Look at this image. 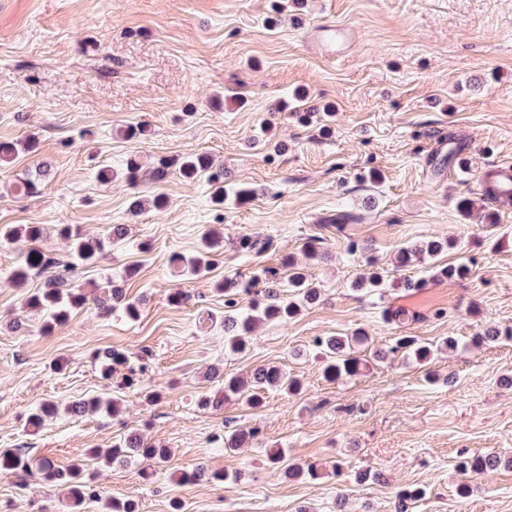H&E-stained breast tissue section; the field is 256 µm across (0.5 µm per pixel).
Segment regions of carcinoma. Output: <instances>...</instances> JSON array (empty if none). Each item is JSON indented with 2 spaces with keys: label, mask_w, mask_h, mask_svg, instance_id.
Segmentation results:
<instances>
[{
  "label": "carcinoma",
  "mask_w": 512,
  "mask_h": 512,
  "mask_svg": "<svg viewBox=\"0 0 512 512\" xmlns=\"http://www.w3.org/2000/svg\"><path fill=\"white\" fill-rule=\"evenodd\" d=\"M35 143L31 140L20 142H0V161H9L20 150L32 151ZM180 174L190 180H205L214 186V201L224 203V168L213 164L210 157L203 153L186 156L179 166ZM47 176V170L38 169L35 176L21 180L16 185L17 193L27 196L37 192L42 178ZM503 177L494 171H488L482 182L483 197L502 206H512V191L501 188ZM59 235L70 241V255L65 263L71 271L79 266L94 264L99 255L108 245L122 243L126 236V227L122 224L113 225L106 236L99 240H86L70 226L63 225L58 229ZM45 228L41 224L5 225L0 228V237L10 240L23 236L33 242L44 238ZM223 237L215 229H208L202 235V248L190 257L172 256L170 264L178 275H200L210 266V257L222 246ZM448 248V243L431 240L420 244L405 246L399 249L397 262L405 267L414 262L432 260ZM59 263L38 248L31 249L14 271L18 280L27 278L30 270L42 269ZM435 279H464L470 273V268L464 263L457 265H430ZM261 286L260 294L253 299L251 305L234 314H224V343L234 353H243L249 346V340L254 328L267 321L287 320L297 315L302 307L314 302L318 289L309 279L305 269L288 263V287L291 291L284 294L280 291L281 282L276 269L265 268L260 275L255 276L249 283L254 288ZM242 284L235 277L226 276L217 285V290L224 293V307L237 306L235 295ZM92 302L103 314H110L119 309L129 320L140 316V303L130 301L126 297L125 288L115 281L108 282L102 291L94 296L79 285L63 287V282L51 279L41 290L32 294L28 299L31 309L39 313L43 320V329L48 331L54 325L65 322L71 313ZM367 337L361 331L350 335L324 336L316 339L315 344L321 349L324 361V374L330 381H338L360 373L364 364L358 346L364 344ZM402 354L411 358L421 366L428 365L434 357L433 344L423 342L415 336H397L386 354ZM100 371L104 378L109 379L117 373H122L124 387L131 389L139 386L140 376L144 367L130 364L128 354L120 349H109L100 355ZM275 388L288 394L299 393L303 385L297 378L290 377L275 366L261 367L246 376H226L222 386L213 394L201 396L199 404L203 408L217 407L224 401L241 394H248L249 403L254 408L263 405L261 392L265 388ZM121 399L118 397H92L70 402L66 411L74 416H82L89 412H102L115 415L120 411ZM58 413V406L52 401L41 402L30 414L28 424L37 429L45 418ZM92 457L110 465L127 458L138 457L149 465L162 464L168 458V450L158 448L146 442L137 434H129L122 441L110 448H95ZM512 466V457L500 453L475 454L459 463V472L464 479L458 484L456 493L464 498L472 491L471 479L477 475L494 471L501 466ZM0 468L4 470L35 472L44 480L56 482L62 486L71 499L73 507L78 508L90 496L89 488L83 481V464L75 463L68 469L58 468L55 462L47 457L36 456L24 448H15L0 454ZM425 491L421 488L403 490L398 495L396 512H409L410 505L421 500ZM103 512H137V505L131 499L107 498L103 503Z\"/></svg>",
  "instance_id": "cac0c4a2"
}]
</instances>
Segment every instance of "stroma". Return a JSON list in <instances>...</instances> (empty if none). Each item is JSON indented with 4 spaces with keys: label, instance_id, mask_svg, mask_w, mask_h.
<instances>
[{
    "label": "stroma",
    "instance_id": "35a3bbf8",
    "mask_svg": "<svg viewBox=\"0 0 512 512\" xmlns=\"http://www.w3.org/2000/svg\"><path fill=\"white\" fill-rule=\"evenodd\" d=\"M0 0V141L29 137L34 153L0 164V225L41 224L44 250L61 257L56 236L67 224L90 237L114 224L126 240L83 266L75 284L120 278L143 298L138 320L75 310L52 330L26 307L47 274L24 284L12 273L31 244L0 242V448H29L59 467L83 461L94 492L78 512H102L107 497L134 500L139 512H393L397 493L425 489L411 512H512V469L457 496L459 460L512 450V341L472 345L490 327H512V207L484 223L477 172L512 164V0ZM325 21L347 23L355 39L339 58L311 43ZM143 125L127 140L119 127ZM462 148L449 163V143ZM207 153L229 185L251 188L245 202L214 204L209 184L188 182L160 161ZM141 169L109 184L100 169ZM49 175L37 194L14 186L40 164ZM164 193L159 211L131 215L134 196ZM354 214L337 230L338 215ZM224 249L206 276L173 277L171 255H190L206 228ZM268 238L245 253L239 240ZM447 238L440 263L465 258L468 277H427L399 266L400 247ZM324 258L308 273L321 292L288 321L262 324L243 355L224 347V297L214 284L249 281L263 268L301 259L308 242ZM360 251H348L349 242ZM370 253H363V246ZM384 279L383 295L356 290L367 259ZM423 279L406 290L404 279ZM185 295L173 304L174 291ZM413 320L397 327L386 307ZM213 314L215 322L199 324ZM362 329L369 356L406 334L427 342L453 335L459 348L426 369L395 357L371 360L358 376L327 381L315 355L319 336ZM110 348L144 355L141 388L161 390L145 405L132 390L102 379L95 356ZM247 375L277 366L305 385L296 396L266 391L262 407L245 398L200 409L216 390L210 367ZM120 393V415L60 413L37 434L25 428L39 403L58 405ZM169 448L162 465H105L88 457L131 431ZM254 431L240 448L226 434ZM314 465L317 479H291L266 464ZM342 470H335V462ZM225 471L228 482L185 481L198 468ZM365 482H357L359 473ZM0 512H71L59 487L0 469Z\"/></svg>",
    "mask_w": 512,
    "mask_h": 512
}]
</instances>
